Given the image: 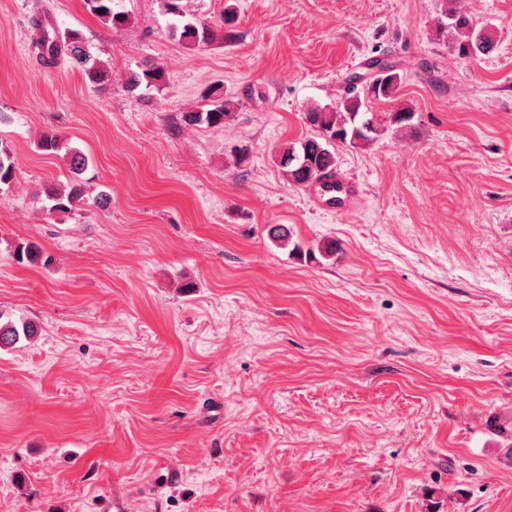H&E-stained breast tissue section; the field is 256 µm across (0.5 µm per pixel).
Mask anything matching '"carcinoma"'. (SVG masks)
Masks as SVG:
<instances>
[{"instance_id":"cac0c4a2","label":"carcinoma","mask_w":512,"mask_h":512,"mask_svg":"<svg viewBox=\"0 0 512 512\" xmlns=\"http://www.w3.org/2000/svg\"><path fill=\"white\" fill-rule=\"evenodd\" d=\"M86 9L106 24H123L127 17L113 9L115 0H83ZM182 0H165L167 13L176 17L168 35L173 40L190 47H201L217 38L232 37L230 23L233 14L224 12L223 33L209 24L184 19ZM38 27L36 48L50 52L51 62L65 56L68 62L85 74L92 84H101L107 77L106 64L93 57L84 47L80 35L74 31L60 32L47 19L34 20ZM450 29L454 35V47L462 60H474L488 55L496 48L494 33L487 27L474 25L463 10L445 8L438 22V30ZM163 79L160 66L150 64L139 72L130 73L127 91L134 93L158 89ZM403 76L390 62H381L376 74L362 91L342 96L336 104L311 105L303 117L313 134L289 143L279 153L278 164L288 184L309 186L315 181L336 177V147L340 144L352 147L366 145L377 140L388 129H401L409 125L414 117L407 107H397L385 114L380 121L372 110L374 103H393L399 98ZM231 116L230 102L217 95L197 111L185 112L181 124L188 127L217 128ZM37 148L46 155H62L71 175L67 182L52 184L44 191L46 211L69 213L84 200L86 181L83 178L88 168V158L77 148L70 147L62 134L51 131L37 141ZM15 180V167L11 147L0 141V190L9 189ZM270 238L281 247L292 242L291 231L284 224H275L268 230ZM14 260L25 265L50 264L51 257L33 244H18L13 249ZM39 333L37 324L31 320H14L0 310V349L13 348L22 342L33 340Z\"/></svg>"}]
</instances>
